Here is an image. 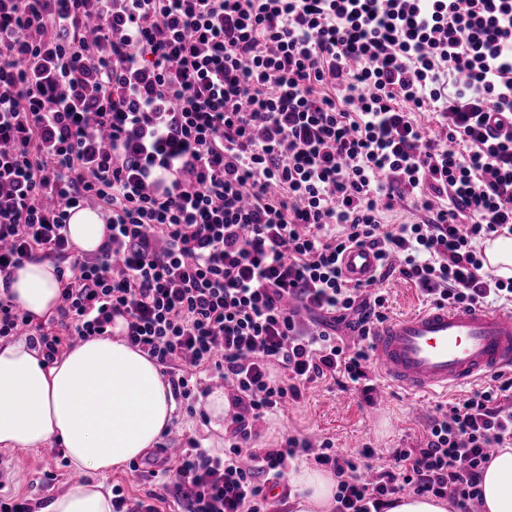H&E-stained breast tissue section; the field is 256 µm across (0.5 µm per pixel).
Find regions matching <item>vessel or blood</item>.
<instances>
[{"mask_svg":"<svg viewBox=\"0 0 512 512\" xmlns=\"http://www.w3.org/2000/svg\"><path fill=\"white\" fill-rule=\"evenodd\" d=\"M342 266L349 279L363 282L378 261L369 248L355 247ZM371 347L378 371L412 397L462 388L512 372V310L432 305L377 325Z\"/></svg>","mask_w":512,"mask_h":512,"instance_id":"1","label":"vessel or blood"}]
</instances>
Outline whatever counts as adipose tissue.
I'll use <instances>...</instances> for the list:
<instances>
[{
    "mask_svg": "<svg viewBox=\"0 0 512 512\" xmlns=\"http://www.w3.org/2000/svg\"><path fill=\"white\" fill-rule=\"evenodd\" d=\"M106 234L98 210L73 211L68 236L80 253H96ZM9 294L32 324L46 321L61 299L55 263L36 257L13 270ZM174 409L160 366L120 336L79 341L49 365L28 341L0 338V447L59 444L85 476L54 496L44 512H112L102 475L152 448ZM288 482L295 512H329L336 494L330 473L303 465L289 471ZM481 488V512H512V448L491 460Z\"/></svg>",
    "mask_w": 512,
    "mask_h": 512,
    "instance_id": "ef3b65f1",
    "label": "adipose tissue"
}]
</instances>
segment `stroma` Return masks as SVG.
<instances>
[{
	"label": "stroma",
	"mask_w": 512,
	"mask_h": 512,
	"mask_svg": "<svg viewBox=\"0 0 512 512\" xmlns=\"http://www.w3.org/2000/svg\"><path fill=\"white\" fill-rule=\"evenodd\" d=\"M369 377L376 387L373 401L362 394L320 380L307 385L299 405L289 407L285 414L269 417L258 424L256 447L273 448L291 435L308 434L331 439L338 452L355 455L372 450L370 462L381 468L387 464L391 448H414L426 437V421L437 404L455 398V391L427 397L421 411H413L412 400L400 387L389 384L378 372ZM201 447L216 450L224 447L223 431L214 429L206 410L205 399H198L194 413H187L184 403H176L167 433L161 434L155 449L149 450V471L135 473L130 469L112 473L106 485H122L137 498L160 492L161 480L157 470L163 463L157 455L161 448H183L188 440ZM71 466L59 445L17 451L0 447V485L5 490L26 496L31 504L45 508L50 499L69 485ZM53 482H46V474Z\"/></svg>",
	"instance_id": "obj_1"
}]
</instances>
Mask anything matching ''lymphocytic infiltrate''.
I'll return each instance as SVG.
<instances>
[{"instance_id":"lymphocytic-infiltrate-1","label":"lymphocytic infiltrate","mask_w":512,"mask_h":512,"mask_svg":"<svg viewBox=\"0 0 512 512\" xmlns=\"http://www.w3.org/2000/svg\"><path fill=\"white\" fill-rule=\"evenodd\" d=\"M92 205L109 234L86 257L67 223ZM505 233L512 0H0V281L39 255L63 283L54 330L1 292L0 338L50 364L120 317L175 399L223 379V452L190 442L164 472L181 512H273L305 457L336 475L335 512L404 491L475 512L491 449L512 447V377L438 405L380 470L327 440L252 442L306 384L369 395L378 279L512 307L482 252ZM354 246L377 278L344 275Z\"/></svg>"}]
</instances>
